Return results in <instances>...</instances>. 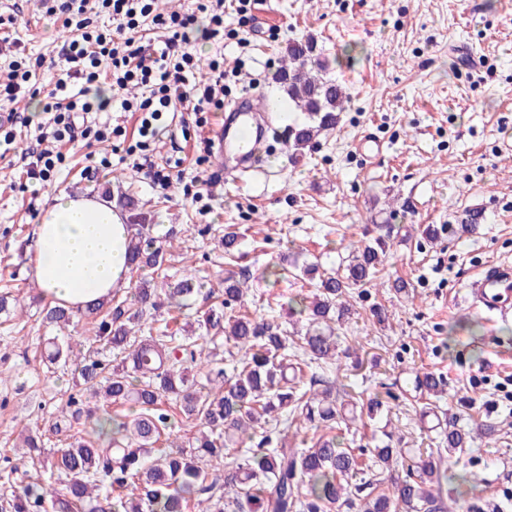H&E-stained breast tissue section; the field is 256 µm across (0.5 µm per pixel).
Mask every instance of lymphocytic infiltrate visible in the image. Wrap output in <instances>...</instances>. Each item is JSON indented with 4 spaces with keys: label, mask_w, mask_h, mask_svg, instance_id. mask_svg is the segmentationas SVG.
<instances>
[{
    "label": "lymphocytic infiltrate",
    "mask_w": 512,
    "mask_h": 512,
    "mask_svg": "<svg viewBox=\"0 0 512 512\" xmlns=\"http://www.w3.org/2000/svg\"><path fill=\"white\" fill-rule=\"evenodd\" d=\"M46 11L61 15L70 36L59 53V74L42 106L40 121L9 114L7 126H0V157H6L16 138L17 127H34V147L23 155L22 173L32 187L51 184L65 162L62 143L82 138L103 142L120 134V127L101 120L102 112L111 107L119 111L141 112L136 150L146 151L164 128L169 112L182 110L195 115L224 109V60L211 58V77L200 81L195 77L201 63L190 51L194 33L204 39L224 38V0H200L196 11L154 14L152 0H51ZM115 22L126 31L124 40L112 38L107 27ZM15 17L0 21V42L6 44L7 73L0 80V102L6 103L18 94H39L37 77L45 64L44 57H30L17 36ZM164 35L160 51L149 53L139 45L136 36L144 26ZM108 80L117 87L140 85L147 96L133 103H112L98 92L100 81Z\"/></svg>",
    "instance_id": "obj_1"
}]
</instances>
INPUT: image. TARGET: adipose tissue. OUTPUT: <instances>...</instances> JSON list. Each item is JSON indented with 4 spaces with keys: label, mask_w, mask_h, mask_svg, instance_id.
Listing matches in <instances>:
<instances>
[{
    "label": "adipose tissue",
    "mask_w": 512,
    "mask_h": 512,
    "mask_svg": "<svg viewBox=\"0 0 512 512\" xmlns=\"http://www.w3.org/2000/svg\"><path fill=\"white\" fill-rule=\"evenodd\" d=\"M130 230L111 200L58 194L44 205L29 248V275L46 298L82 311L127 281Z\"/></svg>",
    "instance_id": "1"
}]
</instances>
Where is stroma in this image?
<instances>
[{
    "instance_id": "1",
    "label": "stroma",
    "mask_w": 512,
    "mask_h": 512,
    "mask_svg": "<svg viewBox=\"0 0 512 512\" xmlns=\"http://www.w3.org/2000/svg\"><path fill=\"white\" fill-rule=\"evenodd\" d=\"M1 14L16 17L30 54L52 58L68 34L37 0H0ZM252 14L242 24L226 8L224 25L237 37L221 45L200 40L191 49L204 58L223 52L233 95L257 88L299 123L304 116L276 76L288 43L312 40L349 101L310 153L295 159L280 148L265 174L238 183L208 163L211 179L196 203L186 195L198 172L193 159L169 187L150 180L151 166L177 159L184 134L195 132L190 112L143 157L127 153L137 113L111 112L123 136L67 144L64 166L36 197L19 169L0 159V294L10 293L23 309L0 316V494L17 486L6 467L32 466L22 430L48 431L74 391L72 366L50 368L41 357L47 330L27 252L36 218L57 194L108 191L133 195L153 217L156 236L167 237L158 282L190 277L215 285L232 270L247 280L242 304L257 318L287 321L289 297L314 293L299 275L303 264L338 269L350 243L383 237L390 249L381 271L366 291H351V315L336 333L340 348L363 362L348 370V382L364 399L383 397L385 406L380 416L351 424L345 444L389 442L411 458L430 446L438 424L459 417L473 435L463 464L512 512V403L499 389L512 380V321L464 301L483 266L512 262V154L500 143L512 133V0H255ZM264 21L276 37L258 36ZM368 132L386 142L384 154L356 152ZM104 156L112 172L95 174ZM473 208L485 215L479 233L422 238L421 225L454 224ZM224 230L238 235L230 264L217 242ZM398 278L410 283L413 297L395 292ZM376 304L385 323L371 313ZM418 371L446 382L435 412L411 389Z\"/></svg>"
}]
</instances>
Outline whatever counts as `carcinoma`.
<instances>
[{
    "mask_svg": "<svg viewBox=\"0 0 512 512\" xmlns=\"http://www.w3.org/2000/svg\"><path fill=\"white\" fill-rule=\"evenodd\" d=\"M309 41L286 47L278 83L303 112L307 121L290 123L286 140L293 153L314 147L318 136L333 129L348 97L341 85L324 75L327 67L314 54ZM120 204L128 209L131 269L156 272L167 261L166 250L150 234L149 216L135 211L129 196ZM484 221L479 210L462 214L460 223L442 229L423 228L426 239L478 233ZM386 241L377 238L352 250L344 273H317L312 265L302 275L318 274L312 301L301 294L288 300L290 317H306L305 334L268 320H258L240 310L244 282L224 273V302L198 320L199 336H175L168 328L154 327L163 305L182 307L202 294V284L185 278L160 293L153 279L142 278L123 300L110 298L87 307L92 318L84 340L47 338V362L74 365V385L79 394L69 397L73 412L52 432L69 433L70 442L42 455L45 434L28 432L24 447L37 454L38 468L24 473L9 497L0 499V512H448L443 483L466 504V512H486L480 481L471 472L450 473L443 466L467 450L469 433L448 423L439 445L418 454L405 475L391 479L388 492H375L382 478L369 475L344 437L334 430L350 428L355 417L337 412V387L333 381L307 376L313 363L334 365L339 355L333 323L348 319L343 298L354 288L373 282L382 264ZM73 312L49 306L43 322L58 327L70 323ZM148 335H143V331ZM229 344L232 370L224 371L218 343ZM121 356L112 364V356ZM205 364L207 393L197 390ZM421 394L437 397L442 380L422 372L414 378ZM179 403L180 420H200V432L189 449L171 440L175 422L160 408L161 401ZM114 404L129 405V412L110 411ZM287 413L315 430H329L311 446L290 448L279 440L276 448H250L233 454L230 448L253 441L257 432L279 414ZM380 472L400 464L401 449L388 444L373 449ZM63 477L64 491L50 488L44 475Z\"/></svg>",
    "mask_w": 512,
    "mask_h": 512,
    "instance_id": "carcinoma-1",
    "label": "carcinoma"
}]
</instances>
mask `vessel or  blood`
<instances>
[{"mask_svg":"<svg viewBox=\"0 0 512 512\" xmlns=\"http://www.w3.org/2000/svg\"><path fill=\"white\" fill-rule=\"evenodd\" d=\"M258 98L247 95L238 99L214 127L215 151L225 177L247 171L263 160L260 144L265 129L262 118L270 107H258ZM472 307L495 313L500 319L512 317V266L505 263L485 265L468 285Z\"/></svg>","mask_w":512,"mask_h":512,"instance_id":"1","label":"vessel or blood"}]
</instances>
